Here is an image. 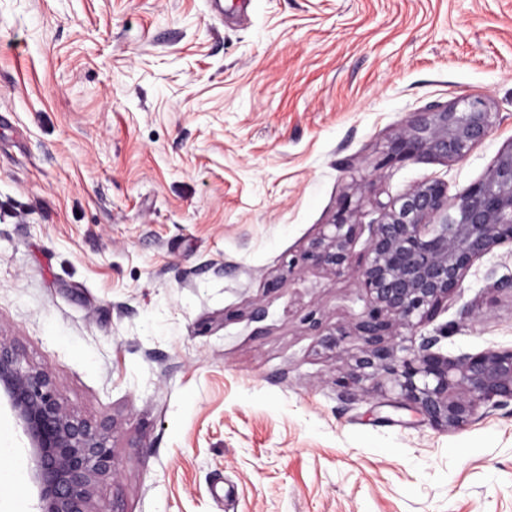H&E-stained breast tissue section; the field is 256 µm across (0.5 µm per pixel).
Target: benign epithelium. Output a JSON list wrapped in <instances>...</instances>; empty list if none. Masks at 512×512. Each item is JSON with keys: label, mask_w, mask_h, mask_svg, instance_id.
<instances>
[{"label": "benign epithelium", "mask_w": 512, "mask_h": 512, "mask_svg": "<svg viewBox=\"0 0 512 512\" xmlns=\"http://www.w3.org/2000/svg\"><path fill=\"white\" fill-rule=\"evenodd\" d=\"M496 119L483 97L414 112L388 141L378 167L422 158L462 161L491 134ZM373 187L371 180L353 187L303 254L311 267L351 276L369 300L352 329L326 327L320 343L340 359L350 337L363 340L344 384L383 371L397 406L417 410L436 428H461L481 417V409L512 402V347L450 358L436 350L437 337L400 346L396 330L431 320L476 261L512 245V144L460 195L449 197L442 180H425L396 199H371L375 217L365 223L362 198ZM365 231L364 258L357 261L353 248ZM0 399L25 438L37 512H104L93 507V483L116 474L107 444L113 425L92 423L63 405L51 374L24 364L20 348L1 338Z\"/></svg>", "instance_id": "benign-epithelium-1"}]
</instances>
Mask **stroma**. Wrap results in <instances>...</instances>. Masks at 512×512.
<instances>
[{
	"label": "stroma",
	"instance_id": "35a3bbf8",
	"mask_svg": "<svg viewBox=\"0 0 512 512\" xmlns=\"http://www.w3.org/2000/svg\"><path fill=\"white\" fill-rule=\"evenodd\" d=\"M472 95L466 159L378 168L411 113ZM512 144V0H0V338L111 420L103 512H512V405L457 430L349 386L323 326L367 299L295 260L351 184L456 196ZM512 246L418 328L512 346ZM20 476L0 512H36Z\"/></svg>",
	"mask_w": 512,
	"mask_h": 512
}]
</instances>
